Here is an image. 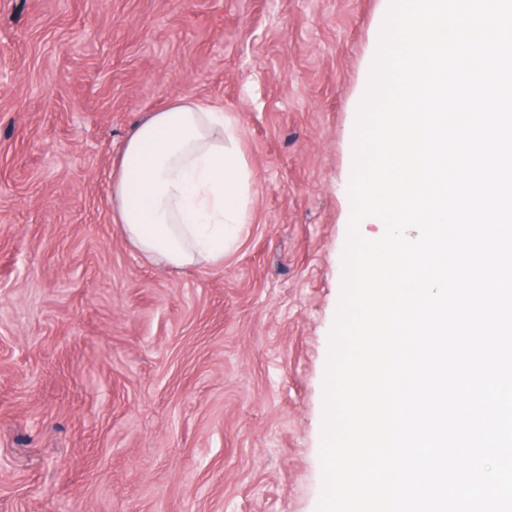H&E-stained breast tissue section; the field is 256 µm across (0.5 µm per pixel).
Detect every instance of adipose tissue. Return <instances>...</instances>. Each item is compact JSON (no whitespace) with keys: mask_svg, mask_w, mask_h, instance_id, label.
Here are the masks:
<instances>
[{"mask_svg":"<svg viewBox=\"0 0 512 512\" xmlns=\"http://www.w3.org/2000/svg\"><path fill=\"white\" fill-rule=\"evenodd\" d=\"M249 170L231 119L188 97L147 115L123 143L112 216L141 254L220 264L248 221Z\"/></svg>","mask_w":512,"mask_h":512,"instance_id":"adipose-tissue-1","label":"adipose tissue"}]
</instances>
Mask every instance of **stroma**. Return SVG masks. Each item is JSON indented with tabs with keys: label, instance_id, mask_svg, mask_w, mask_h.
<instances>
[{
	"label": "stroma",
	"instance_id": "35a3bbf8",
	"mask_svg": "<svg viewBox=\"0 0 512 512\" xmlns=\"http://www.w3.org/2000/svg\"><path fill=\"white\" fill-rule=\"evenodd\" d=\"M388 0H0V512H317L358 92ZM230 116L251 221L173 269L117 152Z\"/></svg>",
	"mask_w": 512,
	"mask_h": 512
}]
</instances>
